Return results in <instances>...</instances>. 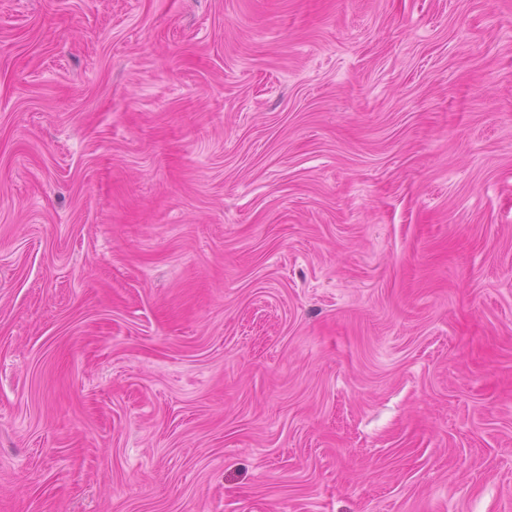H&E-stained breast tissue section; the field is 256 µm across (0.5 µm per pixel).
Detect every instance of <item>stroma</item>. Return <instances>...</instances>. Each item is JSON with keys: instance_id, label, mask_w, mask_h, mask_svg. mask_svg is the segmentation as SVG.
Masks as SVG:
<instances>
[{"instance_id": "obj_1", "label": "stroma", "mask_w": 512, "mask_h": 512, "mask_svg": "<svg viewBox=\"0 0 512 512\" xmlns=\"http://www.w3.org/2000/svg\"><path fill=\"white\" fill-rule=\"evenodd\" d=\"M0 512H512V0H0Z\"/></svg>"}]
</instances>
